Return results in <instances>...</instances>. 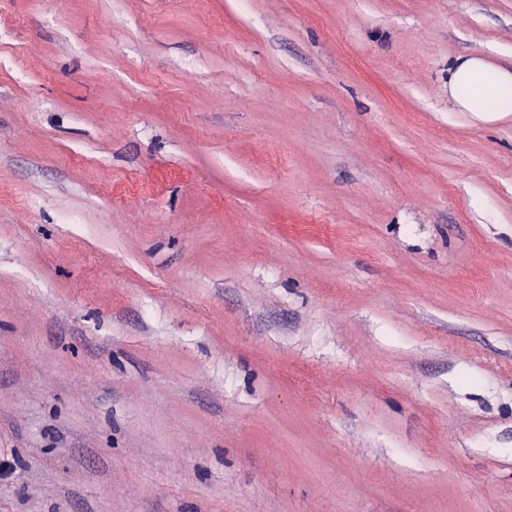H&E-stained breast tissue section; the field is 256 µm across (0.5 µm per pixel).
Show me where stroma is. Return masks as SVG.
I'll return each instance as SVG.
<instances>
[{
  "mask_svg": "<svg viewBox=\"0 0 512 512\" xmlns=\"http://www.w3.org/2000/svg\"><path fill=\"white\" fill-rule=\"evenodd\" d=\"M512 0H0V512H512ZM448 87L463 112H512V70L493 66L478 57L459 58L449 67ZM479 98L495 100L494 108H481Z\"/></svg>",
  "mask_w": 512,
  "mask_h": 512,
  "instance_id": "35a3bbf8",
  "label": "stroma"
}]
</instances>
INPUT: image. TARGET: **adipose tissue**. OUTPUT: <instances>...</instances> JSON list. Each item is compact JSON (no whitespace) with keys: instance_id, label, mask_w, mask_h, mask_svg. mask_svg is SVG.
I'll return each mask as SVG.
<instances>
[{"instance_id":"adipose-tissue-1","label":"adipose tissue","mask_w":512,"mask_h":512,"mask_svg":"<svg viewBox=\"0 0 512 512\" xmlns=\"http://www.w3.org/2000/svg\"><path fill=\"white\" fill-rule=\"evenodd\" d=\"M448 87L461 111H478V99H492L500 112H512V70L478 57L460 58L449 67Z\"/></svg>"}]
</instances>
